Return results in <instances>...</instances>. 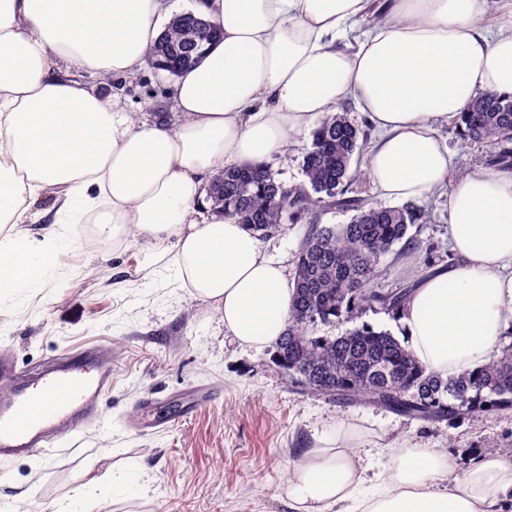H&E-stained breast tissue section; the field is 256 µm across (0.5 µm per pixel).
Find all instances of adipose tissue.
Masks as SVG:
<instances>
[{
  "label": "adipose tissue",
  "mask_w": 512,
  "mask_h": 512,
  "mask_svg": "<svg viewBox=\"0 0 512 512\" xmlns=\"http://www.w3.org/2000/svg\"><path fill=\"white\" fill-rule=\"evenodd\" d=\"M173 0H0V292L32 288L63 248L58 224L176 237L182 287L213 304L243 346L274 344L292 290L243 225L205 216L225 167L283 155L290 134L355 102L379 132L364 161L381 197L448 191L456 264L429 273L403 312L402 343L427 369L478 370L512 329V170L455 175L437 133L478 92L512 93V20L500 0H195L222 37L174 83L179 122L145 123L76 80L139 73ZM382 11L365 39L347 43ZM50 206H43L44 197ZM44 223L41 237L22 224ZM323 437L288 479L293 512H512V463L486 451L462 471L413 448L392 455L378 489L345 445ZM449 474L448 488L432 489Z\"/></svg>",
  "instance_id": "ef3b65f1"
}]
</instances>
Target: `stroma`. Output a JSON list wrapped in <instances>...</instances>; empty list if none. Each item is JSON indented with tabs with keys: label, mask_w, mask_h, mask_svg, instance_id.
I'll return each instance as SVG.
<instances>
[{
	"label": "stroma",
	"mask_w": 512,
	"mask_h": 512,
	"mask_svg": "<svg viewBox=\"0 0 512 512\" xmlns=\"http://www.w3.org/2000/svg\"><path fill=\"white\" fill-rule=\"evenodd\" d=\"M174 79L145 66L122 91L104 88L110 106L142 118L173 119ZM311 127L293 132L272 168L288 186L304 183L303 155ZM460 174L488 171L490 148L464 139L455 125L439 127ZM427 223L410 228L419 242L396 244L380 260L388 285H416L448 264V196L420 199ZM68 246L39 284L0 294V346L22 368L94 343L112 347V390L96 420L42 454L0 462V512H291L289 472L308 448L348 421L359 437L352 450L361 467L380 470L393 452L424 448L446 453L453 469L490 448L512 446V410L456 423L410 421L373 406H346L292 384L273 348L241 346L221 313L180 287L160 261L175 239L155 243L134 228L117 238L94 224H62ZM303 224H287L260 247L292 277ZM208 391L209 403L145 432L142 414L166 415L185 398ZM125 488L113 485V470ZM100 482L86 486V472Z\"/></svg>",
	"instance_id": "stroma-1"
}]
</instances>
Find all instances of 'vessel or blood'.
<instances>
[{
	"mask_svg": "<svg viewBox=\"0 0 512 512\" xmlns=\"http://www.w3.org/2000/svg\"><path fill=\"white\" fill-rule=\"evenodd\" d=\"M111 387L109 344L61 353L35 372L0 350V461L38 455L90 423Z\"/></svg>",
	"mask_w": 512,
	"mask_h": 512,
	"instance_id": "obj_1",
	"label": "vessel or blood"
}]
</instances>
